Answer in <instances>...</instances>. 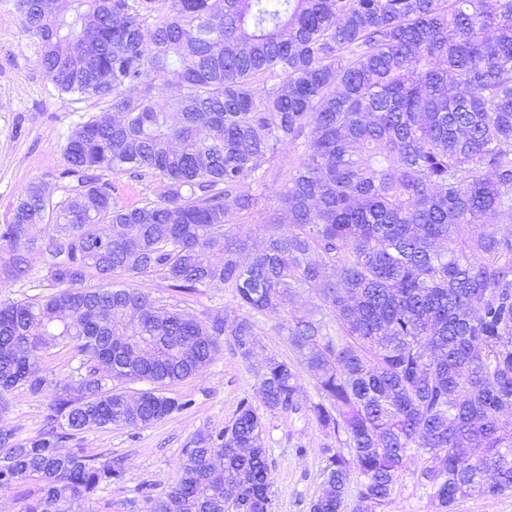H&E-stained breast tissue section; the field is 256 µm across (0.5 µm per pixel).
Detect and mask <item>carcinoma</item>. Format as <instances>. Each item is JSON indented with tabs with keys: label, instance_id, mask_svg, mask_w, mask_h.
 Listing matches in <instances>:
<instances>
[{
	"label": "carcinoma",
	"instance_id": "1",
	"mask_svg": "<svg viewBox=\"0 0 512 512\" xmlns=\"http://www.w3.org/2000/svg\"><path fill=\"white\" fill-rule=\"evenodd\" d=\"M156 2L16 0L46 80L116 119L71 132L78 186L65 202L34 183L0 226V288L27 275L36 225L51 227L63 286L0 303V400L22 386L55 407L24 442L0 425V490L34 480L26 512H73L125 469L62 439L183 410L161 388L226 335L253 356L249 316L200 321L112 287L156 273L179 292L229 285L267 318L301 289L319 304L282 325L294 360L268 358L259 403L243 398L224 429L196 433L149 512H272L267 415L301 409L340 443L309 512H345L353 479L352 512H393L413 451L435 512L512 492V0H166L150 24ZM300 138L304 159L250 250L230 214L258 207L262 167ZM103 169L157 171L163 190L126 205ZM90 269L99 284L84 288ZM58 347L90 363L75 388L41 373ZM108 378L156 387L130 397Z\"/></svg>",
	"mask_w": 512,
	"mask_h": 512
}]
</instances>
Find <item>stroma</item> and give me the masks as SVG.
Here are the masks:
<instances>
[{
	"label": "stroma",
	"mask_w": 512,
	"mask_h": 512,
	"mask_svg": "<svg viewBox=\"0 0 512 512\" xmlns=\"http://www.w3.org/2000/svg\"><path fill=\"white\" fill-rule=\"evenodd\" d=\"M40 53L37 39L22 26L14 0H0V225L10 222L31 183L46 185L53 202L67 200L77 184L63 174L67 137L77 125L108 112L107 103L55 91L40 68ZM303 155L302 142L288 143L265 164L263 181L253 186L258 209L237 218L250 247L261 245L264 218L274 208L290 166L299 164ZM102 178L117 187L124 203L138 206L157 201L163 185L162 176L154 171L133 177L106 170ZM34 236L39 244L29 251L27 276L0 289V302L25 301L57 291L49 272L51 257L41 248L47 238L44 226H37ZM133 285L157 303L201 320L215 310L223 311L230 321L247 314L239 307L234 288L228 286L178 293L156 274L135 278ZM254 322L260 346L250 359L240 356L232 337H224L208 365L168 387V396L186 401L184 410L139 429L93 428L66 441V448H80L102 460L121 459L126 470L125 482L101 487L86 502L85 512H146V496L160 495L176 479L177 462L193 435L223 428L240 399L255 397L266 358L292 359L277 320L258 315ZM53 413L50 398L19 387L6 394L0 424L13 428L22 442L43 432ZM263 440L272 480V512H309V502L321 488L324 450L335 445V438L325 435L311 415L301 410L268 415Z\"/></svg>",
	"instance_id": "stroma-1"
}]
</instances>
